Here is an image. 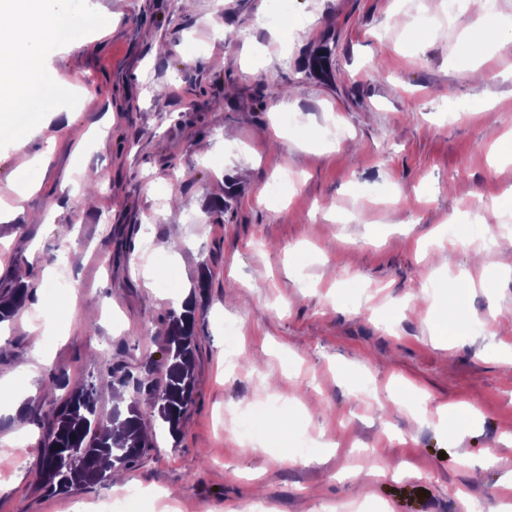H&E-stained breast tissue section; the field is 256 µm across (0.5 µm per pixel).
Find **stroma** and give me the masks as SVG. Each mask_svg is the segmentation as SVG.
I'll return each instance as SVG.
<instances>
[{
	"instance_id": "obj_1",
	"label": "stroma",
	"mask_w": 512,
	"mask_h": 512,
	"mask_svg": "<svg viewBox=\"0 0 512 512\" xmlns=\"http://www.w3.org/2000/svg\"><path fill=\"white\" fill-rule=\"evenodd\" d=\"M88 6L91 28L72 0H44L86 32L37 47L44 69L24 94L48 105L0 123V291L21 267L34 288L26 317L0 323V372L18 374L0 390V512L120 501L108 483L43 488L42 439L74 386L95 382L107 418L116 392L133 394L119 377L164 382L155 328L186 291L193 400L179 438L158 435L125 485L173 492L177 512H242L254 500L265 512H501L512 499L501 486L512 474V334L500 331L512 325V160L495 151L512 133V48L489 54L472 84L445 0H288L287 32L270 20L273 0ZM324 46L325 75L310 67ZM285 111L293 130L280 126ZM50 137L48 164L34 163ZM49 266L68 276L76 315L51 311ZM451 302L459 317L447 324ZM479 316L490 333L475 331ZM39 336L52 344L35 347ZM407 397L423 398L426 415ZM288 400L295 412L281 410ZM260 402L254 452L235 424ZM469 405L478 420L461 416ZM448 412L450 430L439 423ZM488 451L494 463L473 480L470 463Z\"/></svg>"
}]
</instances>
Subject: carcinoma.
<instances>
[{
	"label": "carcinoma",
	"mask_w": 512,
	"mask_h": 512,
	"mask_svg": "<svg viewBox=\"0 0 512 512\" xmlns=\"http://www.w3.org/2000/svg\"><path fill=\"white\" fill-rule=\"evenodd\" d=\"M32 297L28 284L17 283L0 294V322L9 320ZM166 380L157 387L147 379L134 383L136 396L127 412L115 410L107 421L97 407V386L85 383L53 410L43 441L42 486L64 491L73 486L112 481L149 447L144 438L140 404L157 411L162 429L175 437L192 401L195 362V313L186 307L167 315Z\"/></svg>",
	"instance_id": "carcinoma-1"
}]
</instances>
